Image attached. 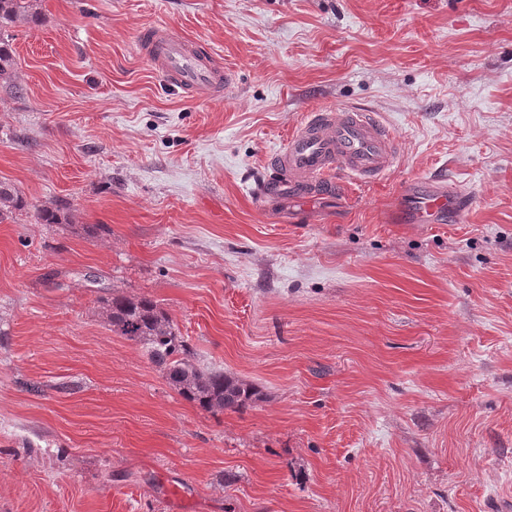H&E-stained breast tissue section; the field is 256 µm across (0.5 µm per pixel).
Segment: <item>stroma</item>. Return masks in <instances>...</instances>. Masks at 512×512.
Masks as SVG:
<instances>
[{"instance_id":"1","label":"stroma","mask_w":512,"mask_h":512,"mask_svg":"<svg viewBox=\"0 0 512 512\" xmlns=\"http://www.w3.org/2000/svg\"><path fill=\"white\" fill-rule=\"evenodd\" d=\"M36 7L0 80V181L31 204L0 222V512H512V0ZM147 26L228 91L167 84ZM352 106L389 125L387 175L260 206L305 115ZM440 174L470 207L411 223ZM57 201L73 223H37ZM114 292L262 401L184 400L108 329ZM140 41L153 67L184 92L212 97L220 92L223 82L227 88L228 76L224 72L223 81L215 55L203 54L189 39L147 27L141 31Z\"/></svg>"}]
</instances>
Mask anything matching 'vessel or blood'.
<instances>
[{"label":"vessel or blood","instance_id":"obj_1","mask_svg":"<svg viewBox=\"0 0 512 512\" xmlns=\"http://www.w3.org/2000/svg\"><path fill=\"white\" fill-rule=\"evenodd\" d=\"M140 40L153 67L184 92L199 97L220 92L222 70L215 55L203 54L189 39L155 27L143 29ZM396 150L390 128L376 112L355 107L318 110L309 113L272 155L271 175L257 194L266 204L287 192L307 196L328 188L337 171L358 183L374 182L393 167ZM410 205L418 224H438L451 213L460 217L468 208L444 177L412 191Z\"/></svg>","mask_w":512,"mask_h":512}]
</instances>
